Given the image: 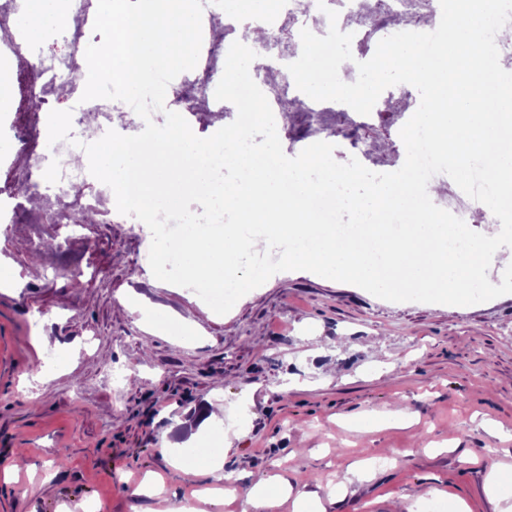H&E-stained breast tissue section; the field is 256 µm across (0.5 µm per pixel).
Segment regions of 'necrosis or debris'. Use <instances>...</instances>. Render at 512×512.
<instances>
[{"label":"necrosis or debris","mask_w":512,"mask_h":512,"mask_svg":"<svg viewBox=\"0 0 512 512\" xmlns=\"http://www.w3.org/2000/svg\"><path fill=\"white\" fill-rule=\"evenodd\" d=\"M69 18L74 23L67 37L69 49L63 53L43 56L27 61L22 52L23 33L16 24L19 0H0V71L8 72L12 86L25 89L27 98L23 109L37 113L38 125L49 123L57 107L53 92L57 86L67 89L68 119L60 124L50 136V148L35 152L19 159V146L24 138L23 124L12 118L0 121V162L15 165L23 161L26 179L44 184L45 189L37 200L41 220L59 225L64 238L90 237L92 225L82 221L87 212L97 215L117 216L112 205L111 194L99 188L97 180L88 170V158L84 144L101 138L114 126L117 111L124 109V102L96 99L82 101L83 83L88 68L85 59L77 55L80 47L88 44L89 34L97 9V0H63ZM202 45L200 59L202 70V94L210 98L214 111L224 112L227 102L216 100V87L210 81L214 72L212 62L218 55L237 50V43L222 45L214 41L213 30L217 24L236 29L237 13L234 8L220 7L218 0H202ZM335 10L336 21H329L327 10ZM401 16L408 31L430 32L437 28L441 19L439 0H325L315 4L314 0H275L273 7L262 17L264 31V55L253 66V79L271 106L272 111H282L285 86L292 83L289 72H279L277 80H269V61L275 58L281 43H289L293 51L289 61H296L295 46L300 42L301 30H309L318 36L326 35L330 25L352 36L353 44H360L373 31L382 27L387 17ZM387 96H380L370 114L362 115L340 102H331L330 108L336 113V134L332 140L336 153L355 151L360 163L371 160L367 143L353 142L346 134L347 129H370L381 123L386 115ZM447 175L432 177V184L439 190L433 197L434 203L463 219L469 224L491 223L495 217L485 206L448 185Z\"/></svg>","instance_id":"4bbe7bcc"}]
</instances>
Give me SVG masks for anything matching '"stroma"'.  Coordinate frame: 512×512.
<instances>
[{
    "instance_id": "35a3bbf8",
    "label": "stroma",
    "mask_w": 512,
    "mask_h": 512,
    "mask_svg": "<svg viewBox=\"0 0 512 512\" xmlns=\"http://www.w3.org/2000/svg\"><path fill=\"white\" fill-rule=\"evenodd\" d=\"M419 98L405 86L393 116L365 133L376 159L403 165L396 132ZM58 241L49 224L0 226V512H241L258 470L304 487L309 512H395L421 489L446 512H499L488 482L491 465L512 470V294L393 303L285 271L219 315L153 276L131 224L101 221L92 243L69 241L89 267L74 281L50 268ZM132 298L148 319L124 311ZM53 350L62 357L48 378L21 386ZM114 367L135 382H115ZM217 394L235 490L219 502L160 450L166 437L197 447L200 436L171 423ZM402 409L409 421H391ZM17 448L28 466L8 481ZM362 462L365 482L350 475ZM150 472L164 493L131 497Z\"/></svg>"
}]
</instances>
